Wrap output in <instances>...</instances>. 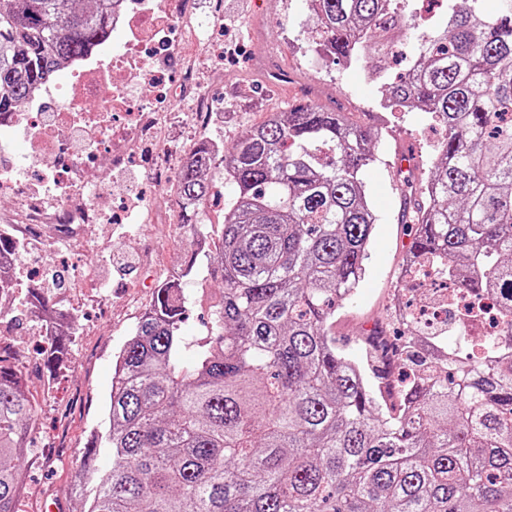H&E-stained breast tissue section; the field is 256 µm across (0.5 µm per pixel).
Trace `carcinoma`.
Instances as JSON below:
<instances>
[{
    "label": "carcinoma",
    "instance_id": "1",
    "mask_svg": "<svg viewBox=\"0 0 512 512\" xmlns=\"http://www.w3.org/2000/svg\"><path fill=\"white\" fill-rule=\"evenodd\" d=\"M0 0V117L29 88L112 34L111 0ZM480 0H448L414 65L383 86L384 110L442 127L417 196L405 258L438 279L490 294L504 331L483 354L448 347L409 322L376 325L365 369L331 334L336 302L365 276L375 226L364 171L372 133L305 101L273 111L224 151L238 187L212 234L202 138L176 184L188 228L181 278L206 259L218 279L207 336L182 333L189 305L163 283L117 352L105 413L76 492L84 512H512V0L475 19ZM316 53L364 63L420 28L412 0H309ZM39 319L69 315L37 300ZM46 343L53 373L68 343ZM26 362L0 347V512H21L36 405ZM112 453V471L94 461Z\"/></svg>",
    "mask_w": 512,
    "mask_h": 512
}]
</instances>
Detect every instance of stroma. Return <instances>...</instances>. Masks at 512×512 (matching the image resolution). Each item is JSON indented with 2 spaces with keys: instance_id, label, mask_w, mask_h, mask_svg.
<instances>
[{
  "instance_id": "stroma-1",
  "label": "stroma",
  "mask_w": 512,
  "mask_h": 512,
  "mask_svg": "<svg viewBox=\"0 0 512 512\" xmlns=\"http://www.w3.org/2000/svg\"><path fill=\"white\" fill-rule=\"evenodd\" d=\"M222 2L223 26L202 37L188 28L183 31L185 54L195 60L193 84L176 95L149 100L165 117L162 145L134 146L126 166L114 171L105 158H98L91 166L96 184L90 192L107 203L109 216L104 223L86 225L67 247L48 256L64 282L47 290L48 304L77 317L68 355L53 379L40 371L37 348L44 340L36 320L21 317L13 324L10 341L28 359L27 385L37 408L24 512H79L75 476L87 435L103 418L115 355L168 267L183 259L187 229L173 198L148 179L147 161L174 158L202 136L231 147L274 106L284 109L313 100L343 107L357 120L378 109L380 88L366 80L363 65L346 69L329 59L313 65V22L306 0ZM218 44L223 54L214 53ZM200 93L212 107V119L205 124L194 116ZM441 136L439 127L421 114L392 112L383 134L373 139L374 161L366 183L377 221L365 278L335 315L336 341L351 358L364 356L367 332L387 319L409 243L398 219L406 177L390 168L397 153L413 150L415 175L426 179ZM131 178L142 198L153 203V223H139L138 209L127 205Z\"/></svg>"
}]
</instances>
